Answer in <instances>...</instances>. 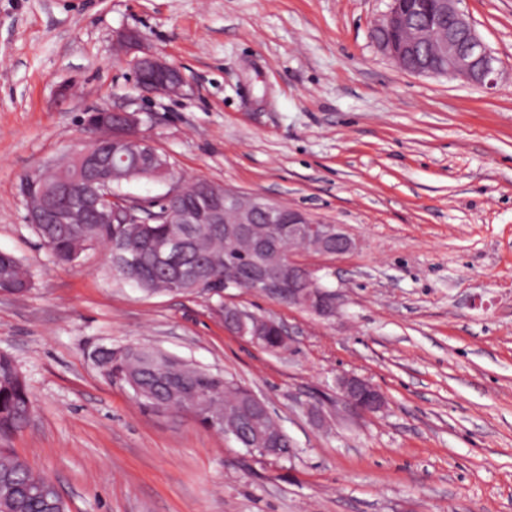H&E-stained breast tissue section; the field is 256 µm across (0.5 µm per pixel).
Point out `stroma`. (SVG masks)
<instances>
[{
  "instance_id": "1",
  "label": "stroma",
  "mask_w": 512,
  "mask_h": 512,
  "mask_svg": "<svg viewBox=\"0 0 512 512\" xmlns=\"http://www.w3.org/2000/svg\"><path fill=\"white\" fill-rule=\"evenodd\" d=\"M389 5L0 0V251L34 279L0 297V353L33 402L0 448L55 480L69 512H512V0L460 4L499 60L490 88L398 69L371 37ZM126 27L182 69L185 96L140 95L114 40ZM97 109L141 111L183 180L341 225L354 250L297 256L337 315L228 289L288 328L270 352L225 331L217 299L116 282L103 247L55 264L18 184L86 140ZM128 345L251 388L295 457L144 410L91 357ZM342 373L387 411L342 413ZM276 422V421H275ZM287 438V434L283 431V429L276 422V431L275 434L268 437L267 442L265 444L266 447L270 448H262V446L254 445V448H246L252 455L255 457H259L262 460H268L272 458L273 460H281L282 458H290L293 455V448L291 446L290 440L288 438V448H279L281 445V441Z\"/></svg>"
}]
</instances>
